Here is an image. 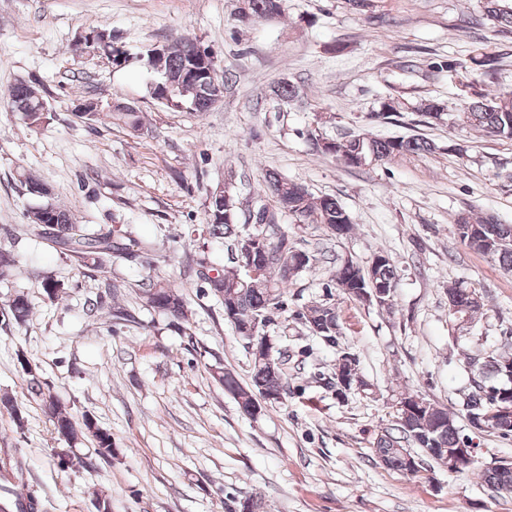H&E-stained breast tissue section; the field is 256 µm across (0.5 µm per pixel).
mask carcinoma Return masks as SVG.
Wrapping results in <instances>:
<instances>
[{"instance_id":"obj_1","label":"carcinoma","mask_w":512,"mask_h":512,"mask_svg":"<svg viewBox=\"0 0 512 512\" xmlns=\"http://www.w3.org/2000/svg\"><path fill=\"white\" fill-rule=\"evenodd\" d=\"M483 15L495 28L512 29V0H480ZM285 0H243L238 8L235 21L243 25L254 19L273 20L284 11ZM95 42L92 51L110 53L118 57L126 52L115 44L112 32L94 30ZM473 70L479 72L481 82L493 83L499 72L498 58L487 52H479L470 58ZM160 65L155 72L157 86L151 88L156 100L173 111L207 112L214 107L218 98L214 97L213 80L226 83L228 78L210 76L215 71V60L211 53L202 49L198 42L190 38H181L166 45L165 55L159 60L153 59V49L145 51L144 65ZM469 88L459 113V121L468 127L481 130L493 136L512 139V94L490 95L476 89V83L465 84ZM271 95L278 100L294 101L300 97V90L288 80L277 82L271 87ZM45 101L42 90L26 82H19L0 91V112H17L26 123L40 127L46 119L41 112ZM415 111L431 121L442 120L443 105L432 98H422L416 103ZM115 121L123 123L136 134L146 130L144 117L138 107L126 103L122 108L115 107L106 112ZM307 141L312 152L332 155L345 166L360 168L373 162H385L397 155L430 154L437 150L434 141L416 135L410 137L380 139L368 134L354 135L343 141L327 139L318 134L307 132ZM265 195L273 206L285 213L298 224H319L331 235L340 238L352 230L350 214L333 197L315 198L301 183L288 180L275 171H269L264 178ZM205 229L219 238L228 240L227 250L231 257L224 270L207 276L212 294L224 306V319L230 322L237 336L245 338L252 334L261 335L272 321L274 312L283 308L284 285L298 276L295 262L305 251L296 248L288 233L275 224L274 213L267 206L258 209L261 221L245 220L237 222L236 209H225L223 201L211 191L207 203ZM31 229L41 230L44 225H53L54 235L51 242L59 249L68 252L78 268L103 271L104 255L118 258L127 256L124 235L120 230L101 235L90 233L84 224L73 222L68 210L47 202L30 209L27 213ZM456 233L461 242L476 251L496 257L500 265L512 270V225L504 224L492 215H460L455 220ZM254 238L259 247L265 250L262 272L251 277L244 273L241 263L246 261L242 253L243 242ZM16 268V258L12 252L0 246V281L12 277ZM335 286L350 298L368 302L379 307L392 306V291L396 288L395 272L390 257L384 253L375 255L368 268L364 269L351 260L342 259L336 263ZM382 288L384 296H376L373 289ZM476 291L456 285L448 286V300L463 316H472L483 306V301L474 300ZM140 298L145 305L169 320V324L181 332L189 330L184 294L178 292L161 280H152L140 289ZM10 319L21 324L31 313L32 303L24 295L18 294L7 304ZM298 319L305 330L318 337L330 347L338 346L336 334L340 332L339 314L335 306L327 301L305 306L298 313ZM466 362L478 371L473 379L471 392L464 401L465 414H487L485 425L501 436L512 435V421L503 420L492 414L494 409L492 392L497 390L498 365L512 362V353L494 350L480 354H470ZM353 364L354 374L362 371L355 355L341 350L338 352L332 375H337L348 364ZM288 358L286 353L274 352L269 362L252 361L250 382L241 384L229 371L221 367L213 369V379L224 389L245 399L237 402L242 415L250 417L251 401L264 391H273L278 397L266 402L272 407L282 402L288 394L287 382ZM30 392L42 402L53 419L57 433L64 435L69 442L87 440L93 445V453L78 456L68 452L70 460H59L63 468L78 466L92 469L101 461L112 459V434L98 426L88 415L76 419L63 409L45 383L41 381L37 369L28 368ZM434 441L438 454L432 460L439 461L448 449L454 448L460 441L459 430L453 416L440 405L431 402L428 408L413 411L396 409L394 424L381 431L374 443L377 459L385 461V467L407 473L408 463L402 450L412 445L416 448L426 440ZM480 477L493 491L512 492V468L488 466L480 470ZM24 480L23 469L11 457H0V512H39V499L27 494V500L16 497L14 486Z\"/></svg>"}]
</instances>
